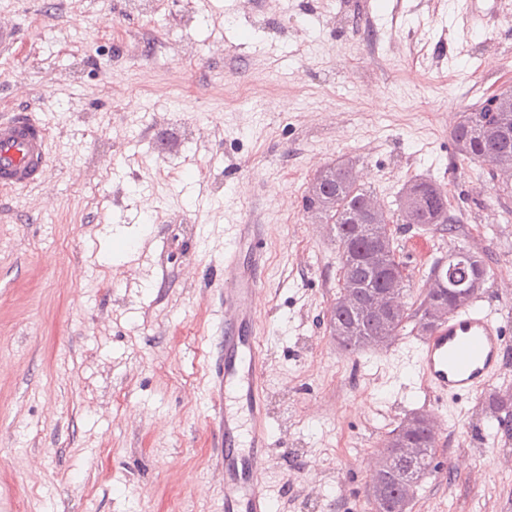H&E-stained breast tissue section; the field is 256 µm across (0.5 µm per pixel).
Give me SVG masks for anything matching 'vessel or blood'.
I'll list each match as a JSON object with an SVG mask.
<instances>
[{
	"label": "vessel or blood",
	"mask_w": 512,
	"mask_h": 512,
	"mask_svg": "<svg viewBox=\"0 0 512 512\" xmlns=\"http://www.w3.org/2000/svg\"><path fill=\"white\" fill-rule=\"evenodd\" d=\"M49 133L35 113L0 115V190L40 185L49 163ZM266 267L264 225H230L224 231V278L213 383L214 445L224 472V512H272L266 485L256 473L272 446L263 385L265 359L256 333L253 298ZM507 346L506 329L479 301L449 314L414 346L418 376L435 408L451 398H472L498 377Z\"/></svg>",
	"instance_id": "obj_1"
}]
</instances>
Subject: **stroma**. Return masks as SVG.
Returning <instances> with one entry per match:
<instances>
[{"mask_svg": "<svg viewBox=\"0 0 512 512\" xmlns=\"http://www.w3.org/2000/svg\"><path fill=\"white\" fill-rule=\"evenodd\" d=\"M0 113L50 131L43 183L0 194V512H224L205 406L224 231L266 227L255 298L273 512H359L389 431L435 416L410 512H512V417L433 404L391 344L341 349L338 247L306 206L352 161L388 209L448 193L457 232L394 234L406 304L458 248L512 343V187L460 157L470 103L512 88V0H0Z\"/></svg>", "mask_w": 512, "mask_h": 512, "instance_id": "stroma-1", "label": "stroma"}]
</instances>
